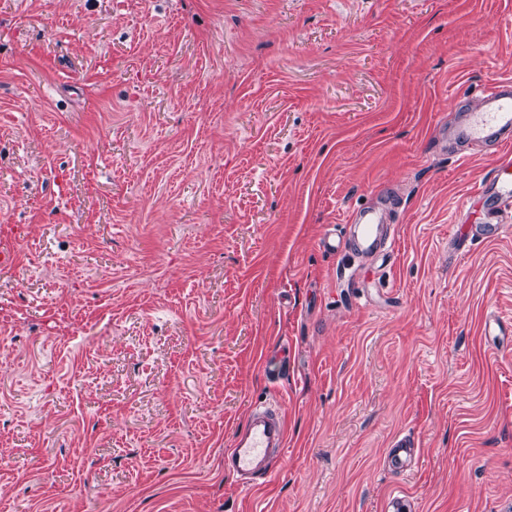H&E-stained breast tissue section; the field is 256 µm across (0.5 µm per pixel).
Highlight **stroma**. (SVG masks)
Instances as JSON below:
<instances>
[{
  "label": "stroma",
  "instance_id": "1",
  "mask_svg": "<svg viewBox=\"0 0 512 512\" xmlns=\"http://www.w3.org/2000/svg\"><path fill=\"white\" fill-rule=\"evenodd\" d=\"M503 76L512 0H0V512H512V223L436 149ZM378 189L391 255L324 252ZM287 442V420L274 402L257 403L250 408L245 425L237 430L231 448L224 451V471L245 493L259 481L272 479L279 470ZM414 440L408 434L398 433L389 443V448L386 456V465L390 470L405 473L410 471L407 468V461L412 455L415 448Z\"/></svg>",
  "mask_w": 512,
  "mask_h": 512
}]
</instances>
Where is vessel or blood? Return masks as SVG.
<instances>
[{
	"label": "vessel or blood",
	"mask_w": 512,
	"mask_h": 512,
	"mask_svg": "<svg viewBox=\"0 0 512 512\" xmlns=\"http://www.w3.org/2000/svg\"><path fill=\"white\" fill-rule=\"evenodd\" d=\"M448 151L460 157L491 150L494 163L476 188L479 200L490 203L494 224L477 227L474 236L497 239L512 221V78L496 80L480 97L477 106L461 102L448 116ZM393 206L386 193L375 192L365 207L353 210L344 234L326 229L319 246L331 255H343L371 265L385 257L394 242ZM287 442V420L281 407L262 402L250 408L245 425L237 430L224 452V470L235 477L242 492L272 479L278 472ZM415 448L410 435L396 434L389 443L386 465L406 472Z\"/></svg>",
	"instance_id": "obj_1"
}]
</instances>
